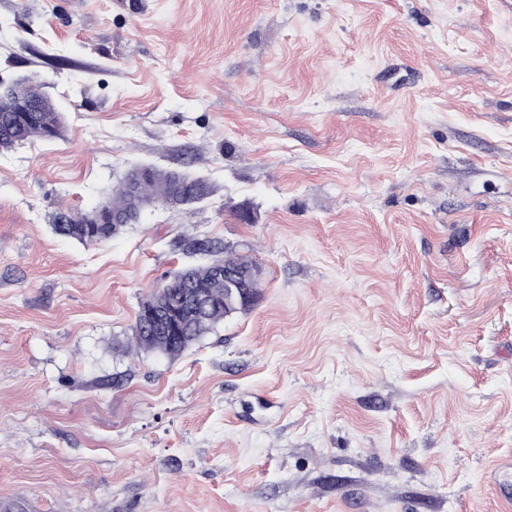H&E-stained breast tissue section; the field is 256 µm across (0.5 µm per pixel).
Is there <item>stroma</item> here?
Segmentation results:
<instances>
[{"mask_svg": "<svg viewBox=\"0 0 512 512\" xmlns=\"http://www.w3.org/2000/svg\"><path fill=\"white\" fill-rule=\"evenodd\" d=\"M0 501L27 512H512V0H0ZM211 192L53 233L140 165ZM183 234L263 269L128 356ZM17 86L2 94H11L13 108L0 112V153L11 150L18 144L32 141H49L58 138L62 131V113L53 101L32 82L26 84L21 93L32 105L20 100Z\"/></svg>", "mask_w": 512, "mask_h": 512, "instance_id": "35a3bbf8", "label": "stroma"}]
</instances>
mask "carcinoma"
<instances>
[{
  "instance_id": "1",
  "label": "carcinoma",
  "mask_w": 512,
  "mask_h": 512,
  "mask_svg": "<svg viewBox=\"0 0 512 512\" xmlns=\"http://www.w3.org/2000/svg\"><path fill=\"white\" fill-rule=\"evenodd\" d=\"M21 93L30 100L35 111L0 112V153L27 141H49L61 135L62 115L53 101L31 82ZM209 192V186L200 177L153 167L146 177L131 171L115 185L100 207L109 213L134 217L139 204L161 201L170 205L184 196L191 206L202 201ZM88 217L87 212L61 209L53 218L54 232L80 242L102 243L124 228L122 224H90ZM179 245L189 255L205 252L217 253L219 257L182 268L169 282L140 300L131 327L133 346L137 350L177 357L227 317L251 309L248 304L235 308L224 305V271L258 267L252 258L205 239L183 236Z\"/></svg>"
}]
</instances>
